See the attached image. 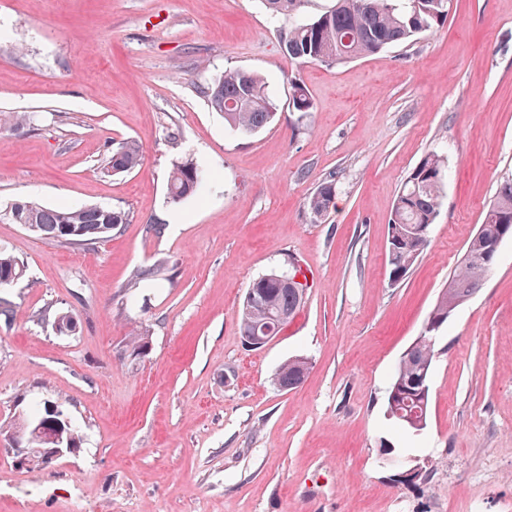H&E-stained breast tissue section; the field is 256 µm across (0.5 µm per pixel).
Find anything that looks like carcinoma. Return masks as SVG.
<instances>
[{
  "label": "carcinoma",
  "instance_id": "obj_1",
  "mask_svg": "<svg viewBox=\"0 0 512 512\" xmlns=\"http://www.w3.org/2000/svg\"><path fill=\"white\" fill-rule=\"evenodd\" d=\"M275 15L289 16L303 0H264ZM450 0H336L335 5L321 15L288 27V57L292 60L319 62L335 66L360 59L391 46L403 45L415 37L437 30L448 19ZM289 105L294 112L306 114L313 110L307 88L298 80L290 82ZM210 107L224 118L231 131L253 136L268 127L279 110V104L269 91L264 78L254 72L226 69L220 76L203 86ZM143 146L127 139L111 149L104 169L112 173L136 170L142 160ZM202 169L191 159L172 164L167 195L169 202L179 204L195 195L201 184L196 175ZM447 168L442 156L428 153L401 187L389 220L387 264L389 274L398 270L409 272L426 249L428 237L417 236V224H434L442 205V193ZM336 177L324 178L307 202V210L315 222H324L335 208ZM9 210L8 220L50 243L91 248L112 237V232L127 223L128 214L121 208L107 205L46 206L34 201L12 200L0 204V213ZM512 224V176L500 179L482 223L467 245L476 255L485 243L500 235L503 220ZM491 268L474 259H464L449 284L451 295L438 297L429 313L432 319L448 322V297L469 299L480 288ZM25 274L24 262L0 249V278L19 281ZM283 272L274 271L255 279L249 287L253 292L250 303L239 313V333L242 336H276L288 320L305 303L307 287L285 285ZM431 331H422L409 353L395 367L387 396L391 418L406 431L418 432L427 424L429 401L417 387L424 369L432 366L435 344L429 343ZM310 368L309 359L294 356L284 361L274 372L273 384L290 391L304 380ZM39 418L27 415L7 425H0V442L22 433L28 438L29 464L40 467L46 447L35 433Z\"/></svg>",
  "mask_w": 512,
  "mask_h": 512
}]
</instances>
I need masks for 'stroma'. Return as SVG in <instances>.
<instances>
[{"mask_svg": "<svg viewBox=\"0 0 512 512\" xmlns=\"http://www.w3.org/2000/svg\"><path fill=\"white\" fill-rule=\"evenodd\" d=\"M288 26L262 0H0V112L31 116L0 124V202L128 214L90 250L0 222L26 267L0 290V424L49 398L83 435L36 470L0 452V512H512V238L437 334L426 428L387 412L397 362L512 171V0H452L442 28L333 67L291 61ZM227 69L264 74L280 104L254 136L201 92ZM294 78L314 102L303 118ZM129 138L141 165L107 173ZM430 152L447 163L443 204L393 286L387 222ZM181 158L208 179L174 205ZM331 175L317 223L306 204ZM292 262L304 307L245 347L246 291ZM140 269L155 280L130 287ZM59 310L75 333H56ZM136 326L149 348L134 358ZM295 355L309 373L279 390ZM290 88L288 106L291 105L292 112H301L302 114L312 112L313 101L307 88L297 79L291 80ZM336 178L329 176L324 178L307 202V210L315 222H324L335 208ZM309 368L310 362L307 357L288 358L274 372L272 382L279 390L296 389L303 382Z\"/></svg>", "mask_w": 512, "mask_h": 512, "instance_id": "35a3bbf8", "label": "stroma"}]
</instances>
